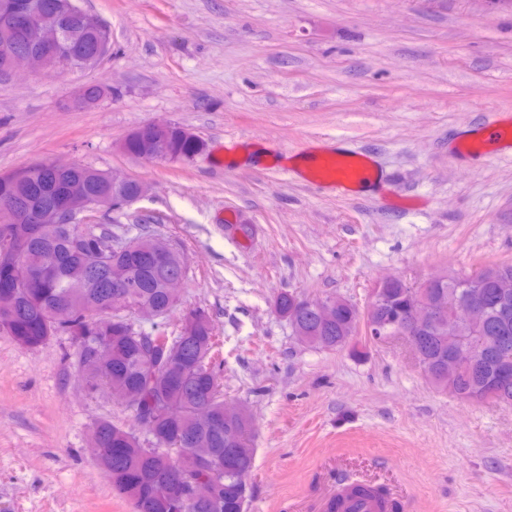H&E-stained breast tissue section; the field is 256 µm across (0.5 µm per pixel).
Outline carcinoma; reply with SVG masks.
<instances>
[{
	"instance_id": "carcinoma-1",
	"label": "carcinoma",
	"mask_w": 512,
	"mask_h": 512,
	"mask_svg": "<svg viewBox=\"0 0 512 512\" xmlns=\"http://www.w3.org/2000/svg\"><path fill=\"white\" fill-rule=\"evenodd\" d=\"M73 35L71 49L91 55L110 40V31L73 15L67 22ZM151 134L136 131L123 152L137 156L151 148ZM167 160L188 161L198 149L185 137L180 126L167 128L164 136ZM81 184L97 198L131 196L136 185L114 187L102 178V171L79 165L65 173L48 169L0 173V209L15 211L18 223L9 237L0 235V258H25L42 274L41 288H0V332L19 346L36 349L58 334L68 336L74 347V376L90 393L108 387L126 390L132 397L130 414L135 425L150 433L158 446L147 448L135 430L100 420L91 431V448L98 466L112 480L113 488L133 505L134 512H174L175 495L166 491L170 480L184 477L188 482L205 479L211 496L193 502L188 512H238L239 477L252 471L253 451H237L224 445V432L216 431L210 417L224 414L221 392L205 393L203 374L220 364L217 339L211 319L197 311L198 321L163 341L162 320L179 305L181 292L163 286L166 277L180 269V253L167 240L148 232L136 236L138 248L112 252V234L106 228L84 229L80 247L61 224L37 223L35 213L25 206L33 198L49 205L62 203L71 184ZM128 271L135 288L125 310L114 311L112 261ZM79 262L103 270L99 274L67 276L55 268ZM476 286L484 299V314L474 325L453 318L431 328L420 349L429 372L441 373L439 357L448 352L450 334L470 337L475 345L476 367L459 376L456 396L469 401H491L512 405V264L493 263L463 275L445 276L430 296L448 301V309ZM405 283L384 289L383 308L378 320L393 310L407 311ZM276 306L288 318L297 339L310 347L343 349L349 346L360 320L359 310L346 303L336 309L330 321L309 311H300L293 295H279ZM158 315L153 332H127L140 309ZM98 313L110 316L102 330L112 373L104 371L98 351L85 340L89 321ZM170 368L183 369L185 385L169 388L165 374ZM224 458V471L213 469V458Z\"/></svg>"
}]
</instances>
